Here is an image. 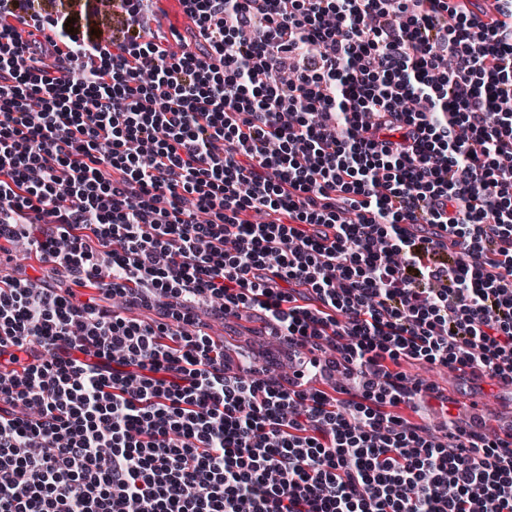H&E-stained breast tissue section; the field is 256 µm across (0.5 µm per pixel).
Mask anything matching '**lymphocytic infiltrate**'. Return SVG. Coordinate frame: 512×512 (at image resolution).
Wrapping results in <instances>:
<instances>
[{"label":"lymphocytic infiltrate","mask_w":512,"mask_h":512,"mask_svg":"<svg viewBox=\"0 0 512 512\" xmlns=\"http://www.w3.org/2000/svg\"><path fill=\"white\" fill-rule=\"evenodd\" d=\"M73 2L0 0V253L68 281L0 276V512H512V436L386 411L448 404L403 359L512 378V27L180 0L200 54ZM243 310L286 358L228 363ZM389 410L396 411L404 416L412 423L422 424L427 426L430 431L436 435L443 434L442 425L443 419L441 415L435 410L428 407H414L412 405L401 404L396 408H388Z\"/></svg>","instance_id":"obj_1"}]
</instances>
